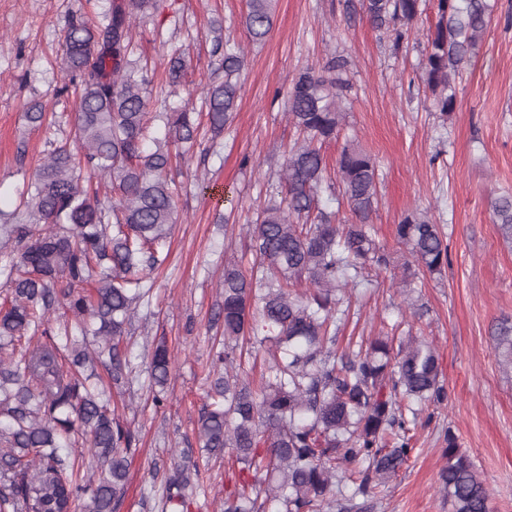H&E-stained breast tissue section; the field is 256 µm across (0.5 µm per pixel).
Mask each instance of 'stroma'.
Here are the masks:
<instances>
[{"instance_id": "1", "label": "stroma", "mask_w": 512, "mask_h": 512, "mask_svg": "<svg viewBox=\"0 0 512 512\" xmlns=\"http://www.w3.org/2000/svg\"><path fill=\"white\" fill-rule=\"evenodd\" d=\"M359 0H274L273 29L261 46L247 39L246 0H159L157 11L136 21L138 51L154 70L152 108L183 105L184 89L166 84L173 47L184 50L195 82L218 67L215 36L244 48L235 119L219 153L191 150L185 188L169 257L153 273L150 306L140 308L127 339L135 364L153 343L165 342L174 362L164 406L145 401L147 372L132 389L135 402L123 413L139 437L119 512H161L165 478L188 448L193 424L210 385L208 365L222 328L211 318L219 301L224 248L243 241L225 234L217 212L237 224L264 202V182L279 171L298 138L279 91L287 78L321 66L332 54L349 62L352 83L346 119L336 140L325 143L335 159L353 143L375 161L379 180L373 235L391 255L387 269L370 272L360 289L339 345L349 337L383 335L408 325L433 342L448 400L419 427L408 463L361 512H450L439 492L444 434L454 431L491 494L492 512H512V371L500 363L494 334L512 322V240L495 224L492 203L512 195V0H494L487 32L457 83V105L442 117L420 81L426 33L436 22L433 0L400 46L368 24ZM111 0H0V210L12 212L17 193L46 156L59 128L36 127L25 117L32 104L46 113L67 105L58 94L63 76L55 63L69 17L83 13L102 21ZM210 184L200 192L195 178ZM440 224L448 243L442 274L422 276L427 309L414 319L398 284L414 262L397 244L395 227L412 211ZM191 449V448H188ZM201 460L200 448H193ZM234 464L210 459L204 490L189 512H219Z\"/></svg>"}]
</instances>
